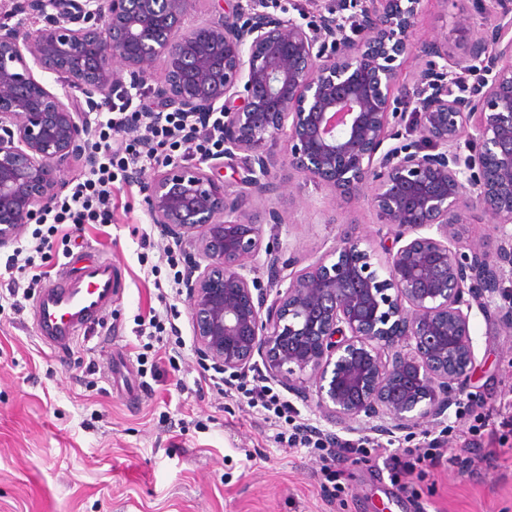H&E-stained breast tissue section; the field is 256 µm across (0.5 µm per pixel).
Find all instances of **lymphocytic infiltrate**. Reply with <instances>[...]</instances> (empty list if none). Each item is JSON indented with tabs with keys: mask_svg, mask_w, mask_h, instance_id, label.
<instances>
[{
	"mask_svg": "<svg viewBox=\"0 0 512 512\" xmlns=\"http://www.w3.org/2000/svg\"><path fill=\"white\" fill-rule=\"evenodd\" d=\"M130 129L138 130L136 139L114 141V134ZM92 131L91 149L97 157L96 162L75 178L69 193L41 216V223L47 226L46 233H34L32 241L16 247L0 267L8 276L6 292L0 295V314L7 310L20 313L24 300L30 299L41 288L47 273L37 270L35 258L45 255L52 236L65 232L70 224L108 226L112 222L115 185H137L140 174L153 165L172 162L176 157L184 161L199 155L206 157L221 148L224 115L213 112L203 118L193 112H160L155 104L135 102L130 92L119 87L110 99L99 104ZM163 253L174 274L167 288L159 291L157 306L149 307L144 315L138 316L133 333L139 339L157 340L159 334L164 333L166 322L177 316L169 299L180 292L182 278L176 272L179 260L171 248H164ZM243 396L249 409L278 426L279 443L318 453L323 460L331 462L332 469L327 473L331 480L340 476L337 464L356 456H372L382 460L392 485L404 492L414 479L454 463L444 439L435 438L394 453L367 435L333 437L317 427L292 423L291 406L268 386L245 389ZM511 438L510 400L500 402L494 412L477 417L474 425L459 434V441L476 451L467 462L468 470L491 465L501 447Z\"/></svg>",
	"mask_w": 512,
	"mask_h": 512,
	"instance_id": "lymphocytic-infiltrate-1",
	"label": "lymphocytic infiltrate"
}]
</instances>
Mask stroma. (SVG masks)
<instances>
[{
  "mask_svg": "<svg viewBox=\"0 0 512 512\" xmlns=\"http://www.w3.org/2000/svg\"><path fill=\"white\" fill-rule=\"evenodd\" d=\"M469 41L512 22V0H427L414 38L447 42L461 53L458 26ZM287 190L249 198L245 210L275 235L283 258L305 267L345 231L378 241L387 228L366 202L346 204L285 168ZM119 207L99 236L74 229L80 252L112 259L124 286L109 313L71 349L43 346L30 310L0 318V512H512V452L480 473L433 472L398 491L381 461L344 463L345 491L330 495L322 462L306 450L276 443L275 426L242 409L237 398L198 389L194 379L215 370L198 356L186 296L176 305L185 370L162 365L143 372L132 329L155 301L150 274L160 248L173 245L180 270L197 257L193 243H174L154 223L146 192L119 193ZM475 366L460 403L424 426L374 432L370 422L334 424L315 398L288 393L301 419L340 436L377 433L391 451L413 448L459 430L493 397H512V326L497 303L472 310ZM108 375L91 382L90 363Z\"/></svg>",
  "mask_w": 512,
  "mask_h": 512,
  "instance_id": "1",
  "label": "stroma"
}]
</instances>
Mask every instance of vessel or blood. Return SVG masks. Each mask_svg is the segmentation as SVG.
<instances>
[{
	"label": "vessel or blood",
	"mask_w": 512,
	"mask_h": 512,
	"mask_svg": "<svg viewBox=\"0 0 512 512\" xmlns=\"http://www.w3.org/2000/svg\"><path fill=\"white\" fill-rule=\"evenodd\" d=\"M118 270L111 259H69L64 272L47 281L32 302L40 341L54 350L70 349L112 307Z\"/></svg>",
	"instance_id": "1"
}]
</instances>
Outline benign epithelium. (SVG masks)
<instances>
[{
	"label": "benign epithelium",
	"instance_id": "7a95c632",
	"mask_svg": "<svg viewBox=\"0 0 512 512\" xmlns=\"http://www.w3.org/2000/svg\"><path fill=\"white\" fill-rule=\"evenodd\" d=\"M189 2L35 0L41 26L0 25V244L66 187L64 165L92 134L78 96L112 95L125 72L134 87L152 80L168 110L224 112V155L240 160L246 195L281 188L268 146L283 138L288 171L365 201L390 228L364 249L346 233L295 270L237 215L223 182L171 162L147 182V201L154 223L197 246L186 290L201 357L244 374L258 355L290 389L307 374L336 423L423 426L461 399L475 363L471 311L512 273L508 26L455 59L461 72L493 61L462 104L446 65L422 72L419 97L396 92L408 57L448 60L447 48L413 39L423 0H365L350 35L333 17L306 22L240 0L189 24ZM472 216L499 233L494 263L477 243L459 252L456 227ZM260 260L268 287L251 276Z\"/></svg>",
	"mask_w": 512,
	"mask_h": 512
}]
</instances>
